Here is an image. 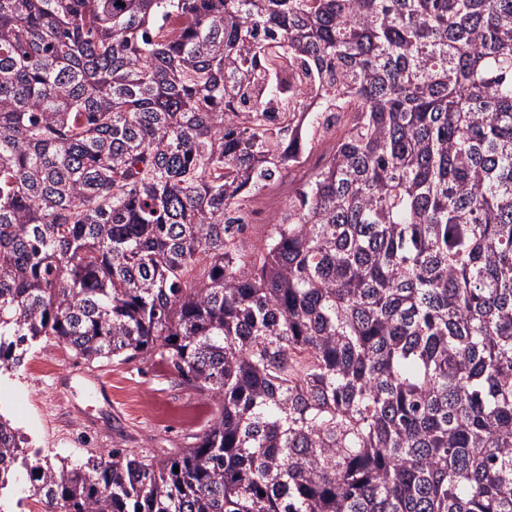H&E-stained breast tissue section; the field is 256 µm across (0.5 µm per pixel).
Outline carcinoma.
Listing matches in <instances>:
<instances>
[{
  "label": "carcinoma",
  "mask_w": 512,
  "mask_h": 512,
  "mask_svg": "<svg viewBox=\"0 0 512 512\" xmlns=\"http://www.w3.org/2000/svg\"><path fill=\"white\" fill-rule=\"evenodd\" d=\"M43 342L212 411L79 465L0 413V512H512V0H0V374ZM285 196L286 194L274 212L270 213L266 212L265 210L254 209L251 216L245 220V224H253V227L250 229L251 237L249 238L254 244H260V242L264 239V236L268 230L266 224L274 223V214L277 209L282 206Z\"/></svg>",
  "instance_id": "1"
}]
</instances>
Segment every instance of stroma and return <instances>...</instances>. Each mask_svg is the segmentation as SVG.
Here are the masks:
<instances>
[{
    "instance_id": "1",
    "label": "stroma",
    "mask_w": 512,
    "mask_h": 512,
    "mask_svg": "<svg viewBox=\"0 0 512 512\" xmlns=\"http://www.w3.org/2000/svg\"><path fill=\"white\" fill-rule=\"evenodd\" d=\"M64 359L47 377L31 375L27 369L0 377V408L31 437L35 447L53 456L80 461L89 448H131L154 451L178 448L184 443V430L158 425L154 414L135 409L128 401V387L145 390L156 411H173L195 405L209 408L203 396L184 390L174 381L167 365L101 366L108 380L110 401L92 400L88 385L79 373L84 361L73 353H61L58 345L38 347L35 357L56 354Z\"/></svg>"
}]
</instances>
